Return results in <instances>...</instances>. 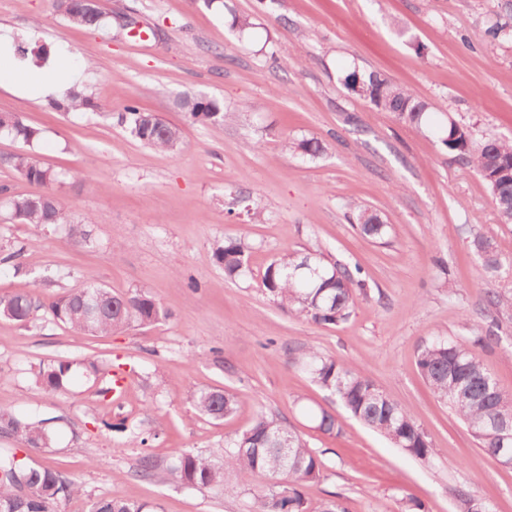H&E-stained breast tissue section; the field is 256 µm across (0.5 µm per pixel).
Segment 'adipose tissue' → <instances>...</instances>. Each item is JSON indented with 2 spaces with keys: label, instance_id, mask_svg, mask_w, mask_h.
<instances>
[{
  "label": "adipose tissue",
  "instance_id": "obj_1",
  "mask_svg": "<svg viewBox=\"0 0 512 512\" xmlns=\"http://www.w3.org/2000/svg\"><path fill=\"white\" fill-rule=\"evenodd\" d=\"M79 75L73 66L63 65L52 56L41 65L25 64L14 54L12 37L0 34V83L21 89L32 100L62 95L76 83Z\"/></svg>",
  "mask_w": 512,
  "mask_h": 512
}]
</instances>
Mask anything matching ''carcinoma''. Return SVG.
I'll list each match as a JSON object with an SVG mask.
<instances>
[{"instance_id":"obj_1","label":"carcinoma","mask_w":512,"mask_h":512,"mask_svg":"<svg viewBox=\"0 0 512 512\" xmlns=\"http://www.w3.org/2000/svg\"><path fill=\"white\" fill-rule=\"evenodd\" d=\"M53 6L71 24L99 27L107 20L100 6L84 9L81 0H53ZM345 84L353 92L368 99L382 112L392 113L398 120L418 125L432 108L431 103L413 92L376 73L352 71ZM178 105L194 122L222 125L228 114L216 98L185 96ZM55 110L70 112L95 107L94 102L71 90L64 98L52 102ZM118 120L141 143L154 149L175 153L182 143L181 132L155 115L144 112L134 102L124 106ZM12 135L32 144L40 138V130L13 112H0V134ZM440 142L448 150L471 163L487 185L500 222L512 224V142L489 137L473 139L470 129L450 121L442 129ZM285 148L301 156L315 158L326 150L317 138L292 140ZM0 162L13 168L25 179L54 185L63 175L45 167L32 153L10 155ZM10 220L35 227L66 226L68 236L77 244L91 241L88 216L78 221L68 219L61 201L53 192L37 196L15 195L8 199ZM378 214L365 208L356 216L359 232L373 240H383L390 225L377 222ZM472 245L482 258L485 273L494 277L504 263L493 243L481 233L473 235ZM251 245L242 237H226L212 249L213 261L224 269V276L235 279L250 273L248 257ZM360 268L325 261L316 252H285L275 258L261 277L263 292L280 308L319 324H339L350 317L363 281ZM43 304L32 293L0 296V317L19 324L31 323ZM49 310L54 322L68 326L83 336H109L132 326H152L172 317V313L150 294L130 290L116 294L97 284L71 289L58 297ZM492 336H477L471 342L438 338L418 352L416 366L434 396L466 425L486 455L495 459L501 448H512V395L500 390L492 374L485 368L478 348L490 344ZM299 363L324 390L335 395L346 412L384 436L394 446L424 461L433 459L435 448L411 412L390 399L362 371L352 369L334 358L313 350L299 355ZM72 364L57 359L40 363L35 373L43 388L66 389ZM196 410L215 421L236 411L233 392L202 389L193 396ZM316 427L326 434H339L343 422L339 415L326 409L312 414ZM288 433L291 452L283 461L279 438ZM0 433L17 438L29 449L42 452L54 445V436L45 421L24 411L0 413ZM325 452L309 446L295 429L278 418L260 412L252 424L224 448V463L218 465L199 453L179 451L170 473L189 488L219 487L231 477L262 474L269 484L252 490L253 512H309L302 488L320 479L325 470ZM80 493V487L62 473L36 466L18 457L11 448H0V512H53L61 499ZM462 512H493L492 505L475 497L467 488L455 489ZM89 512H156L147 502L133 501L109 494L92 502Z\"/></svg>"}]
</instances>
